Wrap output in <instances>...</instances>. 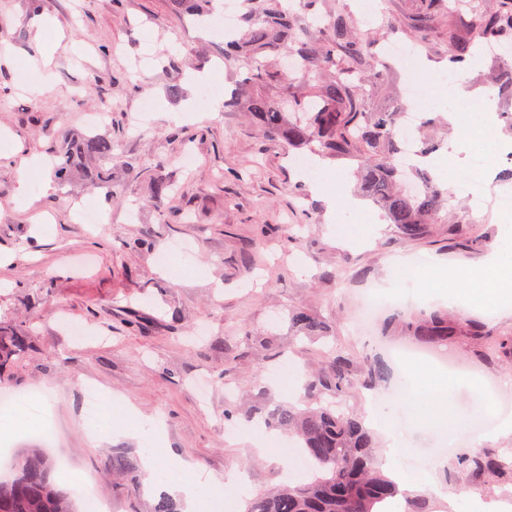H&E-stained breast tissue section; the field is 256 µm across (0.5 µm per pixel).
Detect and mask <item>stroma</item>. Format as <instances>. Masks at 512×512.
Masks as SVG:
<instances>
[{"mask_svg":"<svg viewBox=\"0 0 512 512\" xmlns=\"http://www.w3.org/2000/svg\"><path fill=\"white\" fill-rule=\"evenodd\" d=\"M41 18L56 27L39 41ZM220 40L171 0H0V325L27 335L24 355L0 372V390L49 392L41 422L0 451L12 462L42 449L57 486L89 483L107 512H153L160 493L124 426L89 443V388L138 418L159 419L170 458L222 482L244 479L235 504L243 512L246 499L289 479L287 459L258 450L249 429L299 402L367 415L398 381L390 352L403 343L392 327L398 314L447 309L437 291L431 301L380 313L362 330L358 315L369 294L394 291L391 265L477 272L501 243L500 221L479 217L465 227L466 248L449 240L444 224L411 241L391 224L362 239L336 235L334 224H363L366 216L333 214L296 165L300 149L271 140L244 113L213 111L233 88L218 69ZM45 46L53 62L42 72V92H33L18 74ZM496 66L480 60L464 75L463 93L475 103L470 125L487 109L480 101L493 89ZM189 104L196 118L174 121ZM102 108L110 121L92 126L90 114ZM92 133L114 143L116 194L77 172L56 180L47 162L55 148ZM33 155L45 163L30 170L29 201L21 204L17 170ZM146 167L170 178L175 193L152 197ZM85 207L102 212L104 224H83L77 214ZM170 210L177 223H165ZM160 251L169 252V267L155 265ZM295 308L329 321L334 338L296 335L288 317ZM467 314L491 335L440 349L449 365L476 378L459 403L472 406L491 383L505 400L499 414L512 416V363L497 349L498 336L512 333V309L475 302ZM69 322L87 339L70 336ZM335 348L357 364H387V379L367 386L351 371L338 398L288 385L294 369L323 372ZM200 381L207 396L196 391ZM471 449L463 435L428 470L406 457L381 467L411 475L410 491L428 494L437 512H500L512 484L487 483L459 466Z\"/></svg>","mask_w":512,"mask_h":512,"instance_id":"1","label":"stroma"}]
</instances>
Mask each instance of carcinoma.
Listing matches in <instances>:
<instances>
[{
    "label": "carcinoma",
    "mask_w": 512,
    "mask_h": 512,
    "mask_svg": "<svg viewBox=\"0 0 512 512\" xmlns=\"http://www.w3.org/2000/svg\"><path fill=\"white\" fill-rule=\"evenodd\" d=\"M219 0H172L177 10L206 16ZM448 0H423L422 10L402 21V31L443 33L445 49L430 52L463 71L480 44L512 38V0H469L470 27L462 35L448 23ZM375 40L353 25L341 0H241L240 25L224 37V66L244 73L224 110L242 109L266 134L315 155L359 164L362 193L379 204L390 223L406 240L422 239L430 225L446 223L448 190L434 176H420L421 192H407L403 174L393 166L401 150L395 133L399 113L378 106L387 93V80L374 70ZM302 63L294 77L281 59ZM112 140L96 135L69 141L56 167L60 176L79 170L90 179L106 178L112 163ZM295 327L312 337H328L332 326L301 309L289 312ZM418 342L446 346L467 334L478 340L482 327L460 315L442 312L399 323ZM26 337L11 333L0 349L4 363L21 355ZM351 359L336 352L328 370L309 380L305 388L319 395H342ZM384 364L367 359L360 377L369 385L384 380ZM272 428L288 429L300 440L299 453L309 464L304 482L280 485L255 495L246 512H388L393 501L405 500L404 512H431L423 494L402 491L380 468L374 432L355 414L328 408L279 409L268 419ZM459 465L493 483H512V460L493 450H479L458 458ZM50 457L39 449L22 456L8 476L0 475V512H77L75 495L49 480Z\"/></svg>",
    "instance_id": "obj_1"
}]
</instances>
